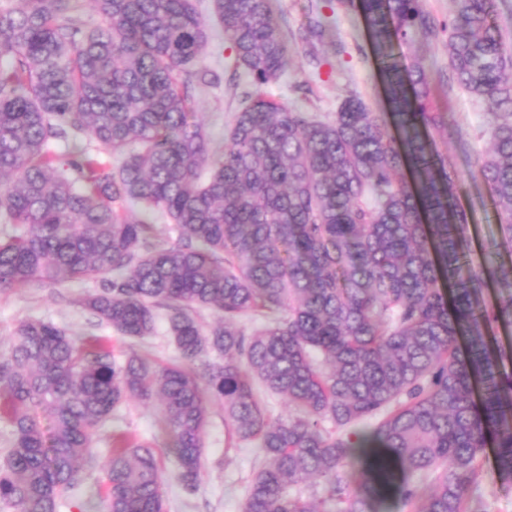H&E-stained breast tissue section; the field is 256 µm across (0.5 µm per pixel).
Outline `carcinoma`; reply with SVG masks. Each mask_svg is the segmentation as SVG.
Here are the masks:
<instances>
[{
    "label": "carcinoma",
    "instance_id": "obj_1",
    "mask_svg": "<svg viewBox=\"0 0 512 512\" xmlns=\"http://www.w3.org/2000/svg\"><path fill=\"white\" fill-rule=\"evenodd\" d=\"M0 5V292L98 280L80 306L121 336L154 333L167 311L179 352L160 366L116 361L39 318L0 353V508L58 512L100 427L129 398L160 408L175 479L197 490L212 403L228 445L262 460L242 512H486L487 442L512 487V371L488 330L512 325L510 291L468 261L456 178L437 140L413 34H445L454 82L491 107L477 160L512 250V50L496 0H453L436 23L420 0H339L366 20L386 110L355 91L319 119L246 95L224 153L194 117L211 38L201 0H77ZM234 74L262 86L288 73L271 0H210ZM333 16L307 10L293 34L314 63ZM62 145L63 151L54 146ZM122 158L112 168V158ZM178 233L155 242L154 215ZM221 321L203 332L192 311ZM288 398L273 416L258 389ZM105 512H167L155 445L112 434Z\"/></svg>",
    "mask_w": 512,
    "mask_h": 512
}]
</instances>
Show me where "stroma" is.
I'll return each mask as SVG.
<instances>
[{"instance_id": "35a3bbf8", "label": "stroma", "mask_w": 512, "mask_h": 512, "mask_svg": "<svg viewBox=\"0 0 512 512\" xmlns=\"http://www.w3.org/2000/svg\"><path fill=\"white\" fill-rule=\"evenodd\" d=\"M334 38L344 45L343 54L324 53L321 64L316 65L308 61L303 51H296L287 74L278 81L263 85V93L328 117L334 114L347 91L353 90L373 111H384V93L375 76L374 58L362 17L354 12L339 13ZM401 52L406 62L422 60L432 79L436 103L441 111L448 114L449 126H461L470 134L468 154L459 153L451 139L440 141L439 149L454 163L457 171L453 194L468 224L472 262L497 268L512 267V255L500 246V227L488 189L476 173L477 159L489 147V138L483 133L487 122L486 103L449 82L448 56L442 41L428 45L416 36L402 47ZM229 55L223 34H216L204 52V62L220 74L221 85L196 93V118L205 125L216 145L223 144L224 127L238 109V102L231 92L232 85L237 82L233 81L232 70L228 66ZM237 84L244 89L251 86L246 79ZM97 287V282L86 280L56 287L35 284L0 293V350L6 347L17 323L33 316L63 326L80 339L106 337L120 359L135 353L162 364L175 361L178 352L168 334L165 311H158L153 335L142 340L126 339L112 328L93 325L79 299ZM116 430L158 445L164 442L158 409L135 399L129 400L100 430L94 453L84 466L81 490L67 498L60 512H104L103 464L111 453L112 433ZM257 456V449L250 446L228 447L224 408L221 404H212L199 488L189 494L177 481H169L166 485L168 512H241Z\"/></svg>"}]
</instances>
